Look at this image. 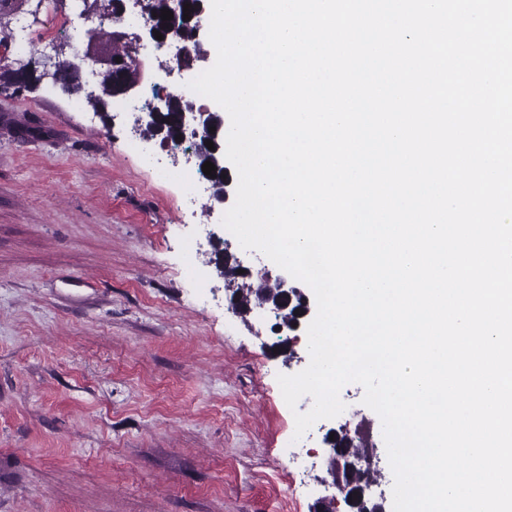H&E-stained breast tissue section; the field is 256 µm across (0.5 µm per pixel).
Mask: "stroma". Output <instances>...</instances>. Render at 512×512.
I'll return each mask as SVG.
<instances>
[{
    "label": "stroma",
    "instance_id": "35a3bbf8",
    "mask_svg": "<svg viewBox=\"0 0 512 512\" xmlns=\"http://www.w3.org/2000/svg\"><path fill=\"white\" fill-rule=\"evenodd\" d=\"M82 0H25L0 28V67ZM141 86L186 84L210 68L167 74L150 39L137 47ZM48 83L0 85V512H317L335 494L323 442L345 428L372 448L391 493L382 426L341 390L349 412L295 439L278 375L305 369L307 332L275 349L274 313H233L216 262L223 241L253 274L284 271L234 244L221 223L232 199L143 166L169 148L142 140L114 102L72 107Z\"/></svg>",
    "mask_w": 512,
    "mask_h": 512
}]
</instances>
